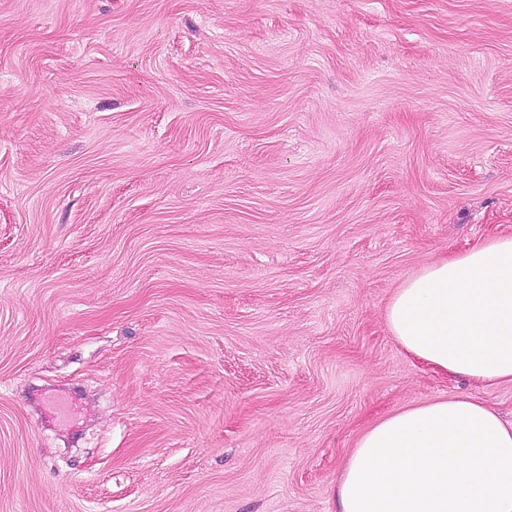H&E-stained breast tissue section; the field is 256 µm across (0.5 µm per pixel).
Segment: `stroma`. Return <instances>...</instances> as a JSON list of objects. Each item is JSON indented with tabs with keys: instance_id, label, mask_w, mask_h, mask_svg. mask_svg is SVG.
Wrapping results in <instances>:
<instances>
[{
	"instance_id": "obj_1",
	"label": "stroma",
	"mask_w": 512,
	"mask_h": 512,
	"mask_svg": "<svg viewBox=\"0 0 512 512\" xmlns=\"http://www.w3.org/2000/svg\"><path fill=\"white\" fill-rule=\"evenodd\" d=\"M512 235V0H0V512H336L358 436L512 384L384 309Z\"/></svg>"
}]
</instances>
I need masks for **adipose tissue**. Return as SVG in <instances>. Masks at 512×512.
Here are the masks:
<instances>
[{
  "mask_svg": "<svg viewBox=\"0 0 512 512\" xmlns=\"http://www.w3.org/2000/svg\"><path fill=\"white\" fill-rule=\"evenodd\" d=\"M385 321L439 373L512 383V235L426 265ZM336 499L338 512H512V424L471 398L406 406L360 435Z\"/></svg>",
  "mask_w": 512,
  "mask_h": 512,
  "instance_id": "obj_1",
  "label": "adipose tissue"
}]
</instances>
